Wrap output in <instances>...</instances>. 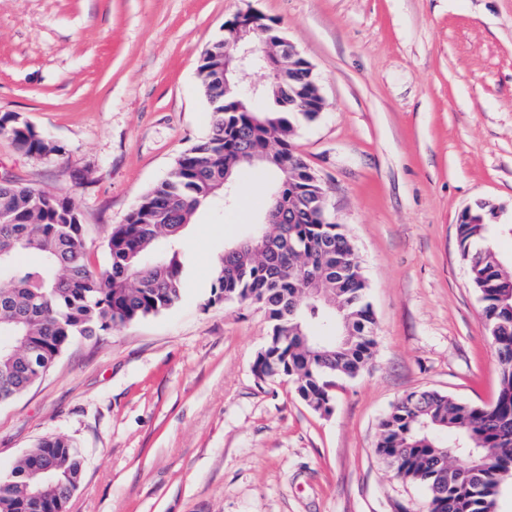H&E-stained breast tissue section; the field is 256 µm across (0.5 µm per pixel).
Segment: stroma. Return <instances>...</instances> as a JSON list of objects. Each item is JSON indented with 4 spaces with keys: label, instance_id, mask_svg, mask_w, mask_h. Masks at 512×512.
<instances>
[{
    "label": "stroma",
    "instance_id": "1",
    "mask_svg": "<svg viewBox=\"0 0 512 512\" xmlns=\"http://www.w3.org/2000/svg\"><path fill=\"white\" fill-rule=\"evenodd\" d=\"M261 15L312 65L324 99L293 145L353 242L375 317L373 358L320 414L254 360L261 304L210 303L225 245L248 236L271 187L200 208L180 249L181 301L76 340L0 404V477L40 440L83 460L66 512H427L426 490L375 451L402 396L475 404L497 355L456 235L476 202L512 273V0H0V114L59 146L0 134V179L67 195L90 266L106 237L210 130L198 67L225 21ZM0 133L11 135L17 147L26 153L49 156L60 151L51 139L34 130L14 113L0 115Z\"/></svg>",
    "mask_w": 512,
    "mask_h": 512
}]
</instances>
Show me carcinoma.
Listing matches in <instances>:
<instances>
[{"mask_svg":"<svg viewBox=\"0 0 512 512\" xmlns=\"http://www.w3.org/2000/svg\"><path fill=\"white\" fill-rule=\"evenodd\" d=\"M224 41L203 54L199 74L211 132L184 151L166 178L111 228L106 269L86 259L85 228L67 197L0 184V403L24 393L78 337L175 306L183 290L178 242L195 212L220 203L224 171L231 183L268 169L285 185L288 223L262 225L272 237L262 254L228 247L213 272V302L261 301L271 338L253 365L260 378H283L316 411L329 412L334 378H354L372 360L374 317L366 280L349 238L319 218L318 186L299 163L283 171L295 128L317 118L302 107L313 83L287 69L266 93L240 96V111H224L213 79ZM0 133L17 147L49 156L60 148L14 113L0 115ZM248 144L267 150L253 165L235 160ZM493 225L476 206L456 224L461 255L483 302L485 326L497 352L500 402L479 405L432 390L402 397L381 421L377 454L396 475L428 492L429 512H495L502 481L512 477V310L502 301L512 281L488 243ZM29 254L38 261L25 260ZM323 298L305 296L308 277ZM49 469L50 478L39 472ZM82 460L71 442L47 437L11 475L0 478V512H65Z\"/></svg>","mask_w":512,"mask_h":512,"instance_id":"obj_1","label":"carcinoma"}]
</instances>
